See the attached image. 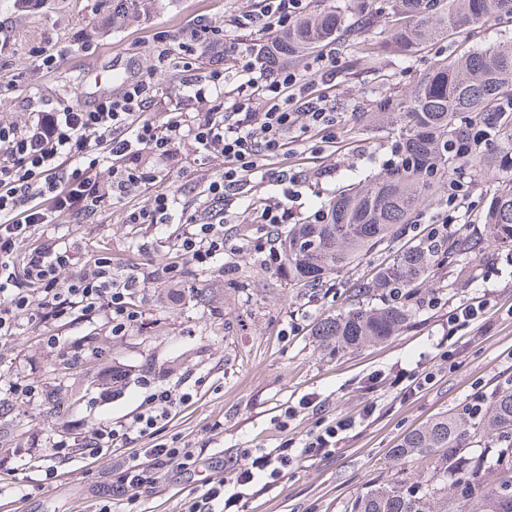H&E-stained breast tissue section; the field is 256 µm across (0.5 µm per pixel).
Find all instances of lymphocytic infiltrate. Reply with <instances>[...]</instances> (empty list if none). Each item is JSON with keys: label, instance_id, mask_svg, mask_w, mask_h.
I'll return each instance as SVG.
<instances>
[{"label": "lymphocytic infiltrate", "instance_id": "obj_1", "mask_svg": "<svg viewBox=\"0 0 512 512\" xmlns=\"http://www.w3.org/2000/svg\"><path fill=\"white\" fill-rule=\"evenodd\" d=\"M312 5L313 0H261L259 11L242 12L224 24L198 22L178 43L157 36V70L168 68L174 51H181L183 60L175 77L183 109L166 122L149 115L158 98L150 74L125 82L119 92L98 95L85 107L35 96L22 117L0 118V336L16 335L27 323L47 328L101 312L109 318L112 335H126L139 318L132 297L146 281L167 280L172 272L168 265L144 272L132 264L119 273L111 257L92 256L76 241L49 233L30 245L36 230L87 222L107 199L142 189L148 196L127 210L126 223L184 225L179 252L193 266L207 269L224 253L225 206L252 182H296L297 173L283 164L290 145L318 131L321 141L311 150L320 153L333 140L329 130L336 114L317 86L335 81L336 57H317L314 78L306 82L284 65L257 69L255 48H241L233 34L287 29ZM205 54L210 64L202 69L198 60ZM229 68L244 81L228 106L224 72ZM258 92L265 99L260 109L253 106ZM203 100L211 104L210 115L188 112L189 104ZM188 145L197 156L224 162L222 172L203 181L202 194L212 206L205 222L181 206L175 194L158 188L163 172H187ZM191 397L186 390L155 389L148 409L132 421L99 427L84 438L89 457H105L131 436L153 435L173 408ZM375 411L374 404H366L358 416L334 418L296 444L243 449L246 465L235 479L209 484L185 502L184 512H232L255 482L272 485L307 462L335 454L357 421ZM147 454L151 466H144L136 451L113 473L114 500L135 503L155 473L173 465L186 471L197 462L189 447H158Z\"/></svg>", "mask_w": 512, "mask_h": 512}]
</instances>
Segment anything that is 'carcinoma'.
I'll return each mask as SVG.
<instances>
[{
    "label": "carcinoma",
    "mask_w": 512,
    "mask_h": 512,
    "mask_svg": "<svg viewBox=\"0 0 512 512\" xmlns=\"http://www.w3.org/2000/svg\"><path fill=\"white\" fill-rule=\"evenodd\" d=\"M512 20V0H367L355 17L369 40L347 38L344 17L318 0L316 8L281 32L271 45L275 53L297 60L325 43L373 64V79L389 83L379 67L386 51L410 58L432 41H454L467 29L477 35L490 20ZM512 95V39L457 53L437 61L402 96L375 99L372 120L399 125L392 148L396 162L367 181L347 185L324 202L310 219L280 233L288 281L294 288H325L333 276L358 265L368 252L390 244L396 249L369 275L347 288L354 301L365 288L390 291L395 302L380 308H353L317 322L311 335L318 347L354 351L382 342L411 316V301L429 279L434 266L450 267L490 242L512 245V110L503 109ZM481 132L489 147L466 153L470 135ZM471 173L486 178L509 174L489 195L479 216L483 233L455 234L435 239L430 228H418V217L441 194L448 182ZM47 378L56 384L45 397L55 425L63 424V402L96 379L116 385L126 382L129 370L108 366L97 347L76 356L61 355L49 364ZM482 434L488 447L478 456L464 452L465 442ZM453 448L438 461L440 480L451 479V498L464 512H512V389L497 391L477 419L442 415L406 434L391 450L397 461ZM347 512H450L448 498L434 502L427 495L396 483L370 486L356 495Z\"/></svg>",
    "instance_id": "1"
}]
</instances>
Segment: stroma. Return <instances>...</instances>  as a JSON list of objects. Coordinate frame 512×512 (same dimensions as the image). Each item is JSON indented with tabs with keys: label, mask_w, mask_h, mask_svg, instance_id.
I'll return each mask as SVG.
<instances>
[{
	"label": "stroma",
	"mask_w": 512,
	"mask_h": 512,
	"mask_svg": "<svg viewBox=\"0 0 512 512\" xmlns=\"http://www.w3.org/2000/svg\"><path fill=\"white\" fill-rule=\"evenodd\" d=\"M260 5V0H129L124 17L106 28L102 22L110 19L112 0H44L30 12L20 11L14 0H0V78L17 81L15 91L0 93V117L16 116L24 98L34 95L89 104L97 93L120 89L125 78L151 71L155 34L176 37L197 20L220 24ZM47 44L60 56L50 72L39 67L34 54ZM447 52L436 44L408 61L386 55L388 88L407 92L429 62ZM382 89L373 84L366 62H359L356 74L337 73L328 91L339 114L331 155L307 160L302 146H294L287 164L302 171V182L287 190L256 184L249 200L225 211L223 269L203 270L177 259L182 225L126 224V210L146 198L142 191L106 202L94 223L61 226V233L87 243L91 252L110 254L116 268L174 261L183 270L172 282L146 283L143 297L134 300L140 318L128 335H111L102 314L55 326L63 347L91 337L108 360L130 371L122 390L98 388L69 400L67 419L85 436L102 425L132 420L145 409L151 387L183 385L193 399L158 433L113 448L107 458H60L52 451L50 425L23 420L40 398H16L9 391L20 378L44 389L42 372L57 353L34 325L0 337V398L11 401L17 419L13 430L0 435V448L10 451L0 465V512H97L103 487L130 448L160 443L194 448L197 467L189 473L170 469L141 494L136 507L181 512L201 485L234 476L244 464L242 449L302 441L321 413L354 414L370 402L374 415L341 441L333 456L306 463L275 485L253 486L242 512H345L350 499L377 483L395 482L422 494L440 488L433 456L397 464L390 452L412 429L461 412L472 394H492L512 377V247L488 244L456 266L437 270L420 289L407 326L384 342L336 354L322 351L311 329L342 310L345 277L328 288H294L282 265L263 267L251 246L270 232L258 221L263 200L287 197L298 224L350 176L378 174L392 160L396 126L378 127L370 120L371 102ZM145 239L151 249L138 252ZM192 288L211 289L212 302H190ZM485 294L491 298L486 321L449 330V311ZM434 295L442 300L440 308L426 305ZM401 369L429 371L433 379L405 392L371 379L374 372ZM311 393L327 400L326 410L301 411L280 427L282 409ZM47 466L55 471L49 483Z\"/></svg>",
	"instance_id": "1"
}]
</instances>
